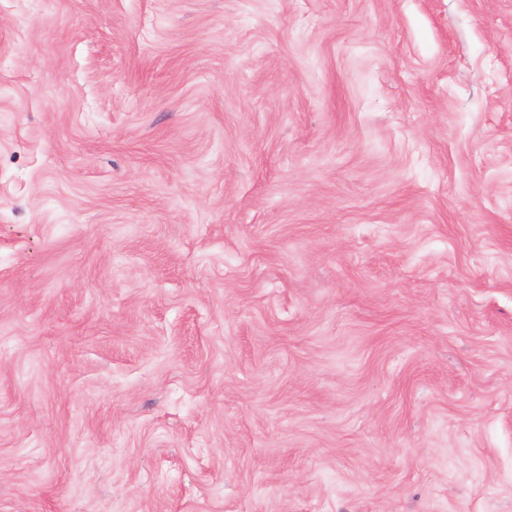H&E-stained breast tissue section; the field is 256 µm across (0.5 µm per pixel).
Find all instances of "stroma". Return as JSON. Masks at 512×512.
<instances>
[{
    "label": "stroma",
    "instance_id": "stroma-1",
    "mask_svg": "<svg viewBox=\"0 0 512 512\" xmlns=\"http://www.w3.org/2000/svg\"><path fill=\"white\" fill-rule=\"evenodd\" d=\"M0 512H512V0H0Z\"/></svg>",
    "mask_w": 512,
    "mask_h": 512
}]
</instances>
